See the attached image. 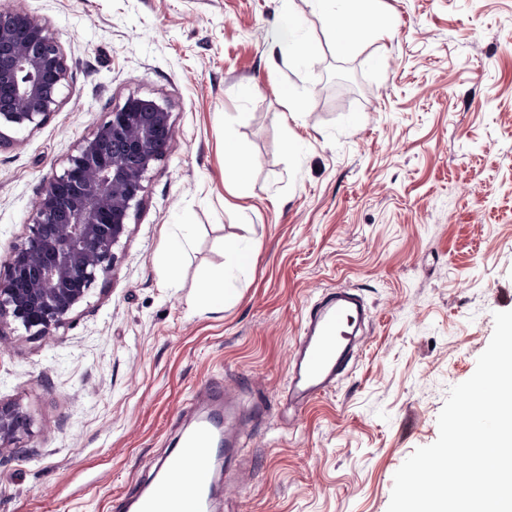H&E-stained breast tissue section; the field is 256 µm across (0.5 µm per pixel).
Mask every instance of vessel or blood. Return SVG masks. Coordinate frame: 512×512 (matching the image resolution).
Segmentation results:
<instances>
[{
	"label": "vessel or blood",
	"instance_id": "obj_1",
	"mask_svg": "<svg viewBox=\"0 0 512 512\" xmlns=\"http://www.w3.org/2000/svg\"><path fill=\"white\" fill-rule=\"evenodd\" d=\"M373 309L346 288L330 291L306 311L290 359L285 401L295 413L307 406L346 373L355 357ZM243 385L203 387L190 406L191 426L180 434L170 457L155 468L146 485L115 501V512H213V479L204 477L189 492L174 495L173 474L188 461H203L206 468L229 473L240 467L238 447L243 429L261 419L267 402L256 397L250 412H243Z\"/></svg>",
	"mask_w": 512,
	"mask_h": 512
}]
</instances>
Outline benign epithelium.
<instances>
[{
    "mask_svg": "<svg viewBox=\"0 0 512 512\" xmlns=\"http://www.w3.org/2000/svg\"><path fill=\"white\" fill-rule=\"evenodd\" d=\"M69 78L60 45L24 3L0 12V123L40 125L57 110ZM172 135L169 112L132 96L45 183L29 233L0 279V336L12 324L49 335L111 272L145 176L165 157ZM117 145L138 163L128 165ZM29 433L21 405L0 402V455Z\"/></svg>",
    "mask_w": 512,
    "mask_h": 512,
    "instance_id": "1",
    "label": "benign epithelium"
}]
</instances>
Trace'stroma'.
Masks as SVG:
<instances>
[{
    "label": "stroma",
    "instance_id": "obj_1",
    "mask_svg": "<svg viewBox=\"0 0 512 512\" xmlns=\"http://www.w3.org/2000/svg\"><path fill=\"white\" fill-rule=\"evenodd\" d=\"M24 2L70 80L40 125L0 127V270L45 181L112 108L155 100L173 136L112 272L52 335L0 342V401L31 419L0 456V512H113L167 456L190 393L238 379L270 410L216 512H387L494 312L512 310V0H371L378 25L346 53L316 0H293L297 38L318 48L304 61L270 54L281 0ZM183 237L173 287L162 256ZM230 238L255 262L215 312L198 279ZM339 286L375 319L350 373L287 416L301 313Z\"/></svg>",
    "mask_w": 512,
    "mask_h": 512
}]
</instances>
